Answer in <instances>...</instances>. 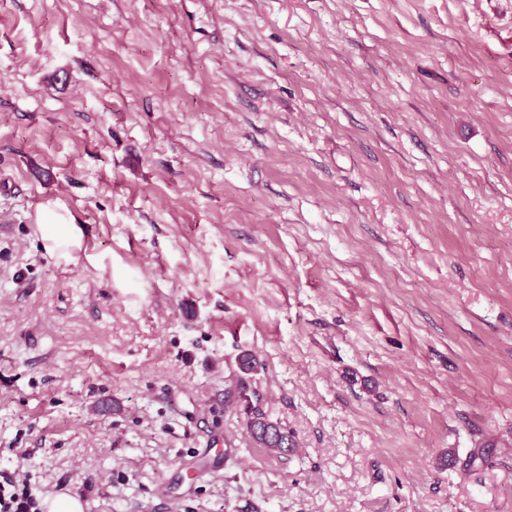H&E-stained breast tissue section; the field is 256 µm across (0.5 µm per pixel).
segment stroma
<instances>
[{
  "label": "stroma",
  "mask_w": 512,
  "mask_h": 512,
  "mask_svg": "<svg viewBox=\"0 0 512 512\" xmlns=\"http://www.w3.org/2000/svg\"><path fill=\"white\" fill-rule=\"evenodd\" d=\"M5 473L83 512H512V0H0ZM36 230L44 249L60 259H71L72 251L81 246L82 231L75 217L57 202L47 201L36 213ZM253 417L248 421V427L253 438L266 448L282 449L290 442L289 448L293 446V441L288 432L281 427L269 421L266 414L256 407L252 410Z\"/></svg>",
  "instance_id": "1"
}]
</instances>
